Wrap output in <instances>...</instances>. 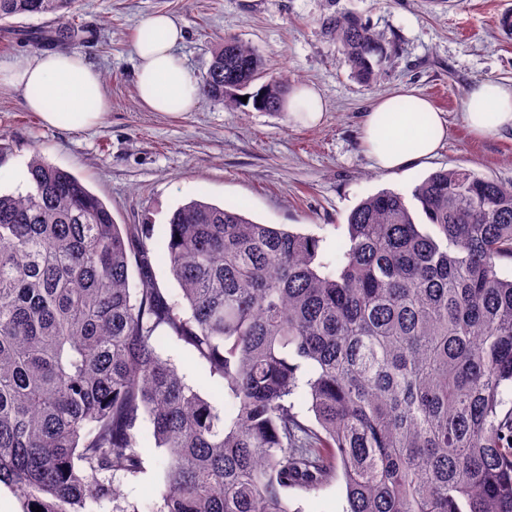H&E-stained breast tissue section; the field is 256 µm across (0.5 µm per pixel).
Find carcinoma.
<instances>
[{"label": "carcinoma", "instance_id": "1", "mask_svg": "<svg viewBox=\"0 0 512 512\" xmlns=\"http://www.w3.org/2000/svg\"><path fill=\"white\" fill-rule=\"evenodd\" d=\"M75 2L0 0V22L50 16L26 40L62 45ZM322 26L355 78H379L369 26L342 11ZM288 86L232 37L198 78L200 95L259 112L283 111ZM27 185L0 194V484L22 512H139L123 483L144 473L147 432L164 450L156 512H291L288 491L339 478L346 512H512V279L497 268L512 260V184L456 168L409 199L373 194L334 268L318 238L241 206L191 200L159 239L37 155ZM164 357L171 358L179 367L182 374L185 375L186 381L195 389H198L204 396L209 394V385L200 377L195 367L188 361L186 349L179 343L169 342L161 348Z\"/></svg>", "mask_w": 512, "mask_h": 512}]
</instances>
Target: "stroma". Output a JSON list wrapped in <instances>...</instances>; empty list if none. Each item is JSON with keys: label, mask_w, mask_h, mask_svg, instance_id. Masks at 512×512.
I'll list each match as a JSON object with an SVG mask.
<instances>
[{"label": "stroma", "mask_w": 512, "mask_h": 512, "mask_svg": "<svg viewBox=\"0 0 512 512\" xmlns=\"http://www.w3.org/2000/svg\"><path fill=\"white\" fill-rule=\"evenodd\" d=\"M506 0H79L74 49L103 79L109 111L88 130L51 128L28 111L20 94L0 92V191L25 190L33 153L78 176L112 208L119 224L161 228L172 211L196 199L243 206L252 220L311 234L321 257L335 262L349 237L347 217L364 198L389 189L410 194L431 173L466 168L512 182V133L484 138L464 120L473 84L512 80V36L497 16ZM353 13L379 37L385 61L376 82L352 77L321 21ZM167 13L185 28L177 49L187 67L205 71L214 49L234 36L253 46L269 70L316 86L326 102L321 123L305 127L287 114L228 109L200 98L194 111L167 115L137 97L132 46L151 15ZM47 17L0 23V60L33 47L23 31L52 28ZM402 87L427 97L448 120L437 155L396 173L376 171L361 139L373 102ZM162 452L124 485L139 512L159 499ZM290 508L344 512L345 487L290 492Z\"/></svg>", "instance_id": "1"}]
</instances>
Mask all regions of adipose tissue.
<instances>
[{
	"mask_svg": "<svg viewBox=\"0 0 512 512\" xmlns=\"http://www.w3.org/2000/svg\"><path fill=\"white\" fill-rule=\"evenodd\" d=\"M184 39L180 23L166 14L149 17L134 41L135 85L140 102L155 112L195 109L197 79L175 52ZM21 92L30 111L53 128L85 130L108 110L100 73L78 52L26 54L0 63V87ZM411 111H401V103ZM465 120L476 134L512 131V82L485 80L472 86ZM448 134V122L414 89L401 88L369 108L362 127L366 152L376 170L395 173L434 155Z\"/></svg>",
	"mask_w": 512,
	"mask_h": 512,
	"instance_id": "1",
	"label": "adipose tissue"
}]
</instances>
